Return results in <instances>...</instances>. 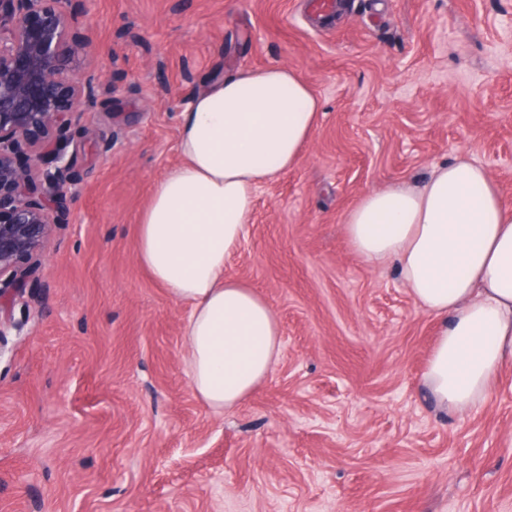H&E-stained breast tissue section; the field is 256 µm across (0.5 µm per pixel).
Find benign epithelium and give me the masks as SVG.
<instances>
[{"instance_id": "benign-epithelium-1", "label": "benign epithelium", "mask_w": 512, "mask_h": 512, "mask_svg": "<svg viewBox=\"0 0 512 512\" xmlns=\"http://www.w3.org/2000/svg\"><path fill=\"white\" fill-rule=\"evenodd\" d=\"M87 25L70 0H0V336L77 192L67 132L91 96L73 66L89 53Z\"/></svg>"}]
</instances>
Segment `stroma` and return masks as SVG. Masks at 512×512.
I'll use <instances>...</instances> for the list:
<instances>
[{"mask_svg": "<svg viewBox=\"0 0 512 512\" xmlns=\"http://www.w3.org/2000/svg\"><path fill=\"white\" fill-rule=\"evenodd\" d=\"M345 3L321 24L308 0H72L93 102L69 131L77 193L0 337V512H512V366L477 412L438 406L441 321L344 231L364 194L461 153L512 204V0ZM275 65L320 119L225 268L278 313L282 353L217 413L137 219L203 84Z\"/></svg>", "mask_w": 512, "mask_h": 512, "instance_id": "obj_1", "label": "stroma"}]
</instances>
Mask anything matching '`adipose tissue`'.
<instances>
[{"mask_svg":"<svg viewBox=\"0 0 512 512\" xmlns=\"http://www.w3.org/2000/svg\"><path fill=\"white\" fill-rule=\"evenodd\" d=\"M320 111L308 83L284 65L206 85L181 116V162L155 181L139 214L137 260L189 305L188 376L213 410L240 406L280 358L274 309L224 265L247 233L257 188L300 162ZM344 224L356 253L395 264L414 302L443 318L424 373L437 403L476 410L512 364V205L461 155L423 186L365 194Z\"/></svg>","mask_w":512,"mask_h":512,"instance_id":"ef3b65f1","label":"adipose tissue"}]
</instances>
